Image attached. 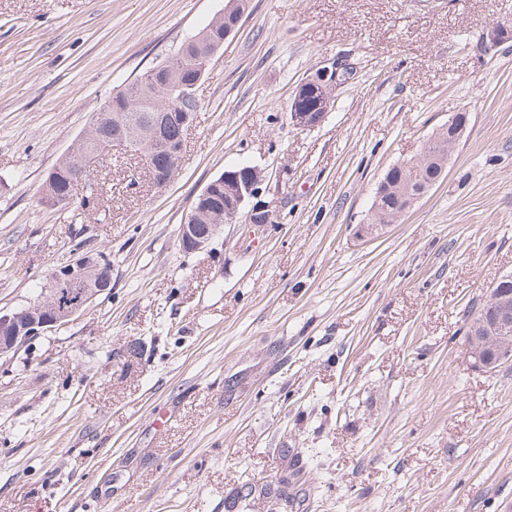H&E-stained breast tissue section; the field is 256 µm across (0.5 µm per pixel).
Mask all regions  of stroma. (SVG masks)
Wrapping results in <instances>:
<instances>
[{"label":"stroma","mask_w":512,"mask_h":512,"mask_svg":"<svg viewBox=\"0 0 512 512\" xmlns=\"http://www.w3.org/2000/svg\"><path fill=\"white\" fill-rule=\"evenodd\" d=\"M225 0H0V309L101 254L112 286L0 359V512H512V363L465 316L512 273V0H251L206 70L162 189L112 151L47 174L118 89ZM348 55L324 122L296 87ZM446 177L378 237L375 189L448 118ZM266 180L264 233L180 227L225 169Z\"/></svg>","instance_id":"stroma-1"}]
</instances>
